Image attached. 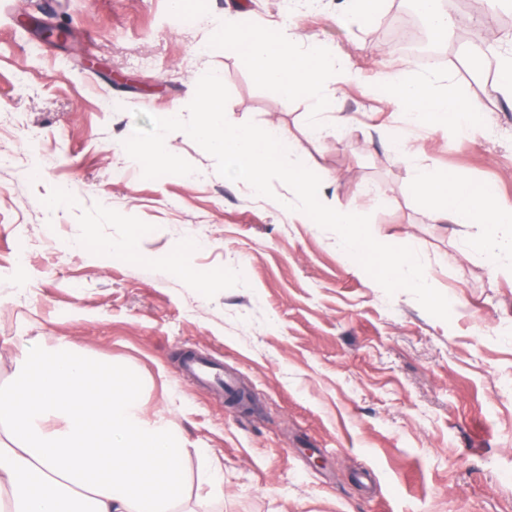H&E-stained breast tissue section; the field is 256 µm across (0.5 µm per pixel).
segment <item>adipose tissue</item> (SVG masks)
I'll return each instance as SVG.
<instances>
[{
    "label": "adipose tissue",
    "mask_w": 512,
    "mask_h": 512,
    "mask_svg": "<svg viewBox=\"0 0 512 512\" xmlns=\"http://www.w3.org/2000/svg\"><path fill=\"white\" fill-rule=\"evenodd\" d=\"M225 48L244 57L256 83L320 104L355 81L348 55L305 40L292 20L277 35L225 20ZM388 104L429 131L478 130L483 113L452 78L408 59L383 80ZM435 222L485 230L476 250L493 268H512V207L493 185L429 166L413 174ZM141 384L73 343L24 346L12 384L0 389V512H181L185 439L177 424L147 418Z\"/></svg>",
    "instance_id": "adipose-tissue-1"
}]
</instances>
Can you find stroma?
Wrapping results in <instances>:
<instances>
[{
  "label": "stroma",
  "instance_id": "1",
  "mask_svg": "<svg viewBox=\"0 0 512 512\" xmlns=\"http://www.w3.org/2000/svg\"><path fill=\"white\" fill-rule=\"evenodd\" d=\"M337 9L321 0L297 20L360 74L326 101L318 139L307 101L254 83L214 35L228 15L275 30L278 0H207L180 14L170 0H0V388L27 341L71 340L127 366L147 415L182 428L186 505L204 512H512V273L465 256L477 226L432 223L412 184L426 164L493 184L512 206V100L447 64L440 74L479 106L487 134L405 125L380 89L394 53L370 26L337 24ZM25 14L68 39L41 38ZM210 70L230 93L231 123L278 121L304 164L334 179L324 204L376 190L363 202L373 236L416 250L450 321L409 292L387 295L335 233L289 223L276 205L285 184L250 195L184 132L165 142L195 174L143 179L124 140L150 116L186 109ZM340 113L351 125H336ZM396 129L414 157L384 149ZM60 192L67 204L51 209ZM178 261L206 287L175 272ZM189 349L253 402L230 405L182 374ZM199 448L224 471L222 494L208 499Z\"/></svg>",
  "mask_w": 512,
  "mask_h": 512
}]
</instances>
